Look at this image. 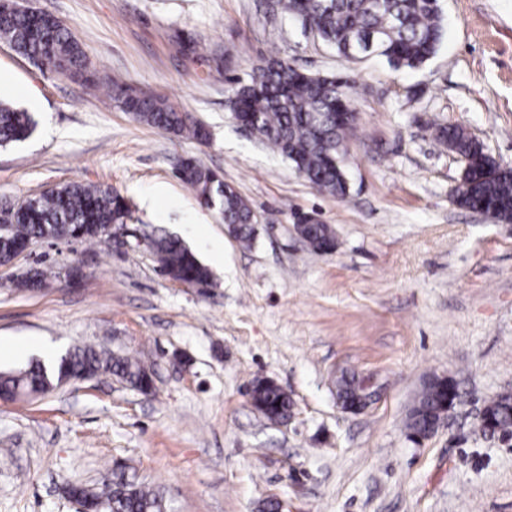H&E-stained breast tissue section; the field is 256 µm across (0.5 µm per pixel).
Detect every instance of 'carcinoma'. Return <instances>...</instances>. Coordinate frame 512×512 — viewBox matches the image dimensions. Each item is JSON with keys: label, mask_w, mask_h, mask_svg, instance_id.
Masks as SVG:
<instances>
[{"label": "carcinoma", "mask_w": 512, "mask_h": 512, "mask_svg": "<svg viewBox=\"0 0 512 512\" xmlns=\"http://www.w3.org/2000/svg\"><path fill=\"white\" fill-rule=\"evenodd\" d=\"M14 0H0V39L8 41L24 57L61 75L87 69V58L69 29L52 15L19 12ZM274 9L301 24L317 28L321 39L348 61L371 57L384 59L394 70H414L437 52L445 37L439 0H276ZM349 79L304 73L277 57L268 58L238 85L233 98L240 119L255 137L276 149L319 192L338 198L348 194L345 174L346 143L354 130L347 113L353 111ZM113 99L140 121L162 131L184 134L200 144L209 132L199 121L168 100L118 89ZM32 115L0 102V147L27 140L34 132ZM434 141L455 153L468 168L456 201L484 213L498 223H512V171L492 158L484 145L459 126L438 125ZM179 179L206 205L218 207L229 232L244 245L254 241L253 209L221 176L194 158L186 159ZM33 206L0 235V256L17 241L55 237L61 224L76 237L105 242L110 224L127 217L124 199L112 190L91 183L73 182L55 187L32 199ZM300 232L318 252L336 247L330 225L303 224ZM149 248L165 276L188 285L209 284L211 274L183 242L167 233L154 232ZM110 372L141 392L151 389L152 379L140 362L116 356L91 345L66 351L53 364L37 362L24 369L0 372V396L44 394L85 373ZM365 379L354 374L338 381V396L346 401L369 397ZM458 396L449 378L434 377L421 390L405 421L413 440L434 432L439 414ZM252 406L276 419H287L293 401L273 383H253ZM480 423L483 436L512 437V394L503 393L484 405ZM67 495L88 499L92 512H164L162 496L128 476L118 467L112 481L97 489L72 484Z\"/></svg>", "instance_id": "carcinoma-1"}]
</instances>
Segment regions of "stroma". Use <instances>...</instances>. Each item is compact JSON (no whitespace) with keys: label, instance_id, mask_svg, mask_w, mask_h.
Returning a JSON list of instances; mask_svg holds the SVG:
<instances>
[{"label":"stroma","instance_id":"obj_1","mask_svg":"<svg viewBox=\"0 0 512 512\" xmlns=\"http://www.w3.org/2000/svg\"><path fill=\"white\" fill-rule=\"evenodd\" d=\"M28 4L71 30L88 68L65 78L0 40V101L37 123L0 148V205L70 182L111 188L132 205L129 228L180 238L211 286L170 281L132 236L39 241L0 267V341L22 347L0 370L39 360L41 345L91 344L154 380L148 395L106 373L0 401V512H76L64 485L101 486L118 466L160 489L167 512H261L269 499L284 512H512V440L479 431L484 402L512 392V224L456 204L462 163L430 130L462 127L512 166V0H441L445 39L413 72L349 63L266 0ZM271 56L353 83L345 198L235 123L233 89ZM116 84L167 98L209 142L139 121ZM186 157L249 201L252 247L177 178ZM300 212L332 226L334 252L297 239ZM36 268L47 287L17 288ZM344 372L381 387L362 413L337 403ZM434 375L460 397L414 442L403 422ZM260 376L293 398L288 422L251 405Z\"/></svg>","mask_w":512,"mask_h":512}]
</instances>
